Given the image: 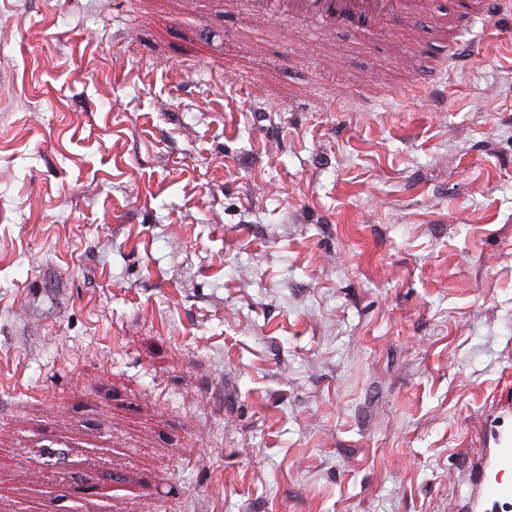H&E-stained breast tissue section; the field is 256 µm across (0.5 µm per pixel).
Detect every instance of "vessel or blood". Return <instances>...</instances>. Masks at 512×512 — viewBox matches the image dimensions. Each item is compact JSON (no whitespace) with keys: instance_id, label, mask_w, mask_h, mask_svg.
Returning a JSON list of instances; mask_svg holds the SVG:
<instances>
[{"instance_id":"1","label":"vessel or blood","mask_w":512,"mask_h":512,"mask_svg":"<svg viewBox=\"0 0 512 512\" xmlns=\"http://www.w3.org/2000/svg\"><path fill=\"white\" fill-rule=\"evenodd\" d=\"M254 21H285L305 24L320 31L352 27L364 33H384L393 20L421 14L426 0H237ZM512 0H470L465 20L493 26L501 6Z\"/></svg>"}]
</instances>
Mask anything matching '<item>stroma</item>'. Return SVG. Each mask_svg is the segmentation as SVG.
Wrapping results in <instances>:
<instances>
[{"mask_svg":"<svg viewBox=\"0 0 512 512\" xmlns=\"http://www.w3.org/2000/svg\"><path fill=\"white\" fill-rule=\"evenodd\" d=\"M427 2L0 0V512H512V22ZM252 21H286L314 30L352 27L384 33L393 20L410 19L426 8L425 0H235Z\"/></svg>","mask_w":512,"mask_h":512,"instance_id":"35a3bbf8","label":"stroma"}]
</instances>
